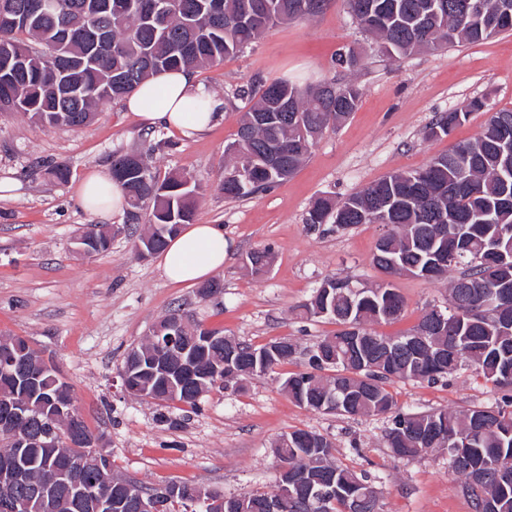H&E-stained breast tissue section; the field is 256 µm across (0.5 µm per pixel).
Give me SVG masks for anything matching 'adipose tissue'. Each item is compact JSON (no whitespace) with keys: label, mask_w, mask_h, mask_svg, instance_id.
<instances>
[{"label":"adipose tissue","mask_w":512,"mask_h":512,"mask_svg":"<svg viewBox=\"0 0 512 512\" xmlns=\"http://www.w3.org/2000/svg\"><path fill=\"white\" fill-rule=\"evenodd\" d=\"M219 102L214 93L188 71L164 72L143 82L126 99L128 111L148 124L160 123L182 135L206 130L216 118ZM74 194L100 220L123 214L122 187L102 168L88 171ZM228 255L223 231L211 224H191L172 237L159 265L175 282H201L222 269Z\"/></svg>","instance_id":"adipose-tissue-1"}]
</instances>
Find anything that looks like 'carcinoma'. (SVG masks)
Here are the masks:
<instances>
[{"instance_id":"cac0c4a2","label":"carcinoma","mask_w":512,"mask_h":512,"mask_svg":"<svg viewBox=\"0 0 512 512\" xmlns=\"http://www.w3.org/2000/svg\"><path fill=\"white\" fill-rule=\"evenodd\" d=\"M39 0H0V15L20 14L24 26H0V112H22L49 126L78 129L94 117L95 108L124 98L144 80L165 71L206 69L259 40L277 24L312 19L328 0H165L167 9L147 12L154 0H54L47 11ZM346 0L359 24L391 57L411 55L456 43H478L512 32V0ZM334 67L354 72L360 58L339 51ZM253 104L241 116L235 140L227 149L231 165L220 181L226 199H240L290 177L310 154L329 124L356 111L361 89L353 81L334 79L302 85L284 78L258 80L238 91ZM465 112H448L426 127L440 138L460 124ZM512 136V110L492 113L481 133L433 158L420 170L393 173L342 202L317 199L305 223L391 225L375 246L372 264L385 276L390 262L410 271L438 253L448 254L439 279L449 282L448 306L456 319H435L438 307L426 310L417 325L394 336L404 341L423 328L422 350L399 349L365 354L358 333L375 324L394 323L405 301L394 287L381 295L355 293L349 280L336 277L330 293L312 295L301 305L306 318L327 311L325 319L340 326L303 350L306 369L282 382L288 395L305 407L345 416H386L383 439L402 459L436 448L448 450V467L464 478L463 494L473 512H512V333L503 330L496 312L499 291L512 293V155L502 139ZM114 180L125 190L130 224L166 226L147 230L134 247L158 253L165 249L174 224L192 223L198 186L171 176L160 180L147 156L134 162L129 154L112 156ZM112 229L92 230L86 243L95 254L109 250ZM471 366L496 394L490 406L474 405L460 413L444 410L412 413L396 409L386 384L398 379L436 383ZM39 386L25 390L19 379L0 372V400L25 398L33 406L23 432L42 446L23 448L31 470L54 466L66 453L86 456V481L100 479L97 441L82 419L73 395L53 372L40 371ZM199 397L182 387L157 398L198 410ZM72 409V416L62 411ZM58 433L46 437L50 428ZM288 447L274 456L307 471L300 486L276 484L281 512H378L374 478L331 461L332 443L302 429L287 433ZM336 486L335 502L321 509L308 496L311 481L325 475ZM192 484H179L180 495L165 499V512H188ZM20 512H94L88 501L76 507L67 490L44 503L21 488Z\"/></svg>"}]
</instances>
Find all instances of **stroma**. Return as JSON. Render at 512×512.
I'll use <instances>...</instances> for the list:
<instances>
[{
  "instance_id": "35a3bbf8",
  "label": "stroma",
  "mask_w": 512,
  "mask_h": 512,
  "mask_svg": "<svg viewBox=\"0 0 512 512\" xmlns=\"http://www.w3.org/2000/svg\"><path fill=\"white\" fill-rule=\"evenodd\" d=\"M344 46L362 57L351 75L362 89L357 110L317 138L293 176L269 191L225 199L218 190L224 149L248 108L237 89L257 78L315 83L336 76L332 60ZM196 78L221 107L216 123L191 138L142 124L121 100L99 106L77 130L0 113V179L15 184L0 191V336L26 338L59 367L88 429L110 451L115 474L151 486L187 482L228 497L271 493L279 467L274 441L304 429L333 443L336 464L379 477L380 512H472L447 450L401 460L383 441L385 418L325 414L291 399L282 381L303 369V358L248 378L243 390L210 391L176 427L169 424L180 414L176 405L129 395L119 371L127 352L177 306L255 346L287 340L306 348L336 331V324L301 318L299 307L329 276L379 282L371 256L380 228H312L308 210L317 198L340 202L388 174L421 169L452 144L477 136L490 113L512 109V35L393 59L357 24L345 0H330L315 18L270 27L257 43ZM474 100L481 109H470ZM461 109L468 115L449 136H425L435 114ZM117 151L148 152L159 178L177 173L200 182L194 221L222 227L228 243L215 274L223 285L219 299L201 300L196 285L170 282L158 256L140 258L124 234L108 252L76 253V237L97 218L82 208L73 185L90 168H111ZM55 165L68 169L67 182L52 177ZM265 247L273 251L270 267L254 274L245 259ZM393 284L405 311L399 321L377 325L378 333L397 335L429 307L448 304V280L402 276ZM388 389L397 408L411 412H459L493 400L489 384L470 367L435 384L395 380Z\"/></svg>"
}]
</instances>
